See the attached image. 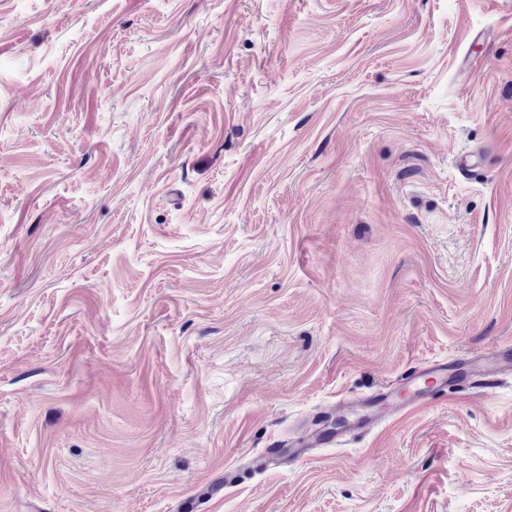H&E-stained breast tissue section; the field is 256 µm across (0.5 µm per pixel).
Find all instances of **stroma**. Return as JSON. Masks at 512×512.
I'll use <instances>...</instances> for the list:
<instances>
[{"mask_svg": "<svg viewBox=\"0 0 512 512\" xmlns=\"http://www.w3.org/2000/svg\"><path fill=\"white\" fill-rule=\"evenodd\" d=\"M509 341L512 0H0V512H512V375L254 463ZM450 366L448 362L442 361H433L424 367L414 366L396 385L399 386L397 392L392 391V387L386 388L366 400L376 398L379 403L395 400L398 405L395 410L415 411L424 408L433 404L438 397H446ZM400 393H404V396L401 397ZM376 419L370 416H363L349 423L346 422L341 429L336 430L334 434H324L322 432L310 431L300 437L295 444L296 448L288 450V457L281 455L280 448H267L266 453L261 460V465L282 463L284 460L293 461L305 458L309 448H315L324 444H339L347 436H351L359 430H367L374 426Z\"/></svg>", "mask_w": 512, "mask_h": 512, "instance_id": "1", "label": "stroma"}]
</instances>
